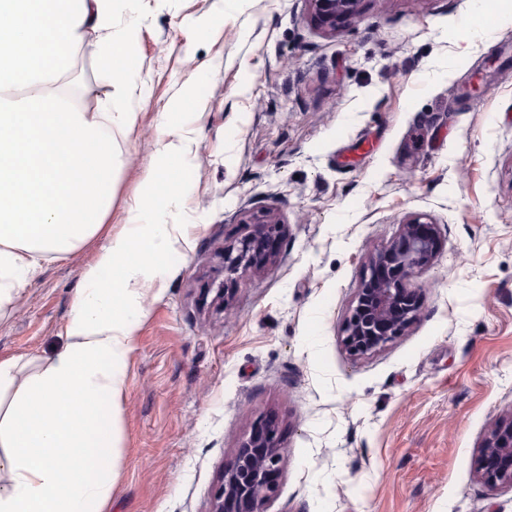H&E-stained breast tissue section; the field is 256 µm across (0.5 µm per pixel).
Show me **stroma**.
Listing matches in <instances>:
<instances>
[{"label":"stroma","mask_w":512,"mask_h":512,"mask_svg":"<svg viewBox=\"0 0 512 512\" xmlns=\"http://www.w3.org/2000/svg\"><path fill=\"white\" fill-rule=\"evenodd\" d=\"M145 20L116 133L112 209L99 235L0 305V359L22 376L68 344L73 294L123 233L160 170L159 125L185 112L188 229L127 355L107 512H211L242 439L273 420L284 446L269 512H512L477 475L490 428L512 415V0H361L333 35L307 0H140ZM66 77L91 107L105 89L89 47ZM479 83L480 94L463 87ZM273 209L277 262L207 284L219 255ZM442 247L412 278L424 300L405 336L352 360L341 327L366 254L413 214Z\"/></svg>","instance_id":"obj_1"}]
</instances>
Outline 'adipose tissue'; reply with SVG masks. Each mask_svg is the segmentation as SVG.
<instances>
[{
	"label": "adipose tissue",
	"mask_w": 512,
	"mask_h": 512,
	"mask_svg": "<svg viewBox=\"0 0 512 512\" xmlns=\"http://www.w3.org/2000/svg\"><path fill=\"white\" fill-rule=\"evenodd\" d=\"M128 13L123 26L114 18ZM143 21L137 0H0V303L33 277L38 257L95 237L112 205L113 131L130 112L113 109L131 73L117 48L133 52ZM85 40L108 75L94 107L76 105L59 81L68 51ZM183 119L165 113L160 154L130 210L128 228L109 238L73 299L69 343L20 378L16 359L0 360V512H103L112 494L113 430L126 358L144 315L133 286L163 273L173 230L167 205L191 191L177 174Z\"/></svg>",
	"instance_id": "adipose-tissue-1"
}]
</instances>
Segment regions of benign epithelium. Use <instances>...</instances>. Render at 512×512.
Masks as SVG:
<instances>
[{
	"mask_svg": "<svg viewBox=\"0 0 512 512\" xmlns=\"http://www.w3.org/2000/svg\"><path fill=\"white\" fill-rule=\"evenodd\" d=\"M311 18L324 33L353 18L361 0H308ZM250 230L220 255L224 279L212 280L214 301L225 305L228 284L277 261L274 242L283 223L272 210L245 216ZM441 248L437 225L414 214L399 225L391 241L365 256L363 275L341 328V343L355 360L367 357L405 335L422 308L420 292L408 282L430 267ZM284 447L272 421L255 426L224 468L211 512H268L278 496ZM480 478L492 487L512 489V417L490 430L478 461Z\"/></svg>",
	"mask_w": 512,
	"mask_h": 512,
	"instance_id": "obj_1",
	"label": "benign epithelium"
}]
</instances>
